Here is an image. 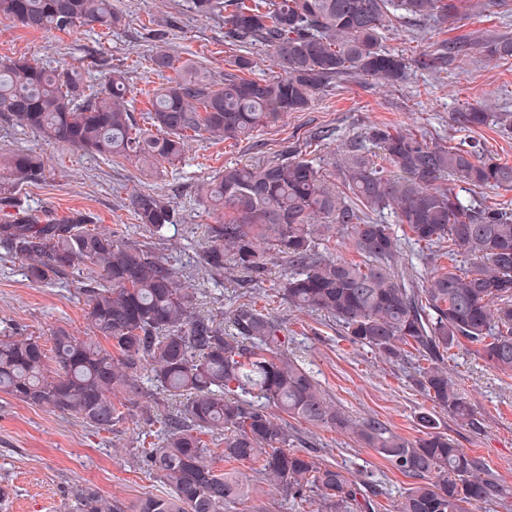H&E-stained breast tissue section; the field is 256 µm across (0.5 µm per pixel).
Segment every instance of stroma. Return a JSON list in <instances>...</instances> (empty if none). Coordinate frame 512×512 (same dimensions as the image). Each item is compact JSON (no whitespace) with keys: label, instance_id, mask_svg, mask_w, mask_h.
Listing matches in <instances>:
<instances>
[{"label":"stroma","instance_id":"1","mask_svg":"<svg viewBox=\"0 0 512 512\" xmlns=\"http://www.w3.org/2000/svg\"><path fill=\"white\" fill-rule=\"evenodd\" d=\"M112 5L123 20L109 33L96 26L73 35L38 33L0 20V59L24 56L49 69L75 68L93 86L100 84L106 68L121 70L139 91L133 115L141 127L152 108L154 89L166 82L149 68L148 56L155 47L149 30L165 31L167 51L200 61L216 81L232 71L240 50L225 41L223 18L197 15L187 0H112ZM504 37L512 38V0L492 8L484 0H464L447 19L396 21L382 47L408 61L402 82L387 86L369 77L334 80L308 110L288 113L246 139L192 141L172 164L134 156L106 160L45 144L31 130L1 120L0 157L21 150L40 153L45 171L17 193L21 208L57 219L86 211L101 230L122 229L130 241L168 259L192 288L196 312L223 324L246 301L272 308L287 330L289 352L304 360L326 396L351 417L378 418L393 433L413 438L421 434V415L435 414L441 431L467 453L480 456L508 491L504 499L481 504L478 512H512V374L491 368L474 346L454 348L445 361L448 374L471 400L478 420L474 427L462 425L435 409L416 384L414 358L383 359L352 344L334 319L288 307L276 292L283 258L271 261L255 286L239 273L213 275L199 264L203 227L218 218L202 199L201 186L227 165L275 161L294 148L302 157L319 161L326 184L339 190L343 176L333 164L335 153L360 142L371 162L383 165L381 154L366 142L370 128L379 125L464 147L476 142L512 163V130L493 122L468 129L453 120L455 113L477 103L488 104L493 112L512 113V58H493L487 52ZM446 42L458 43L460 51L451 59H438ZM326 126L333 130L330 139L311 140L315 129ZM138 193L158 195L173 205L175 222L162 237L138 227L129 205ZM449 264L443 249L408 244L396 267L422 288L433 268ZM82 280L77 270L63 284L33 283L25 263L0 249V332L44 341L58 330L88 335ZM118 399L124 421L114 429L97 430L0 392V484L12 489L0 512H75L76 493L85 488L128 506L148 494H167V486L149 475L142 462L141 432L147 418L173 412L174 401L147 381L139 393H122ZM289 426L294 449L309 453L318 464L341 468L362 490L375 493L378 512H393L409 481L373 449L328 427L294 420ZM238 470L256 492L224 512H316L317 499L295 501L287 491L271 488L258 464L245 463Z\"/></svg>","mask_w":512,"mask_h":512}]
</instances>
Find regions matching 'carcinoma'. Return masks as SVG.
Masks as SVG:
<instances>
[{
	"label": "carcinoma",
	"mask_w": 512,
	"mask_h": 512,
	"mask_svg": "<svg viewBox=\"0 0 512 512\" xmlns=\"http://www.w3.org/2000/svg\"><path fill=\"white\" fill-rule=\"evenodd\" d=\"M190 0L205 16L224 14V37L267 48L279 72L245 76L252 60L237 56L224 82L192 59L181 64L165 49L150 55L166 86L148 113L151 129L138 127L129 99L135 87L112 69L87 92L75 69L47 70L26 57L0 63V116L51 144L102 157L135 155L172 164L189 141L205 135L247 138L288 112H303L327 81L342 74L386 85L404 78V58L381 49L382 30L399 15L427 17L452 10L441 0ZM0 18L40 32L74 33L85 25L110 30L123 17L112 0H0ZM489 113L458 115L467 127L486 124ZM374 142L390 170L361 153L338 167L348 193L324 182L313 162L297 153L262 164L224 167L201 191L222 216L204 225L201 266L224 263L246 278L262 275L275 255L287 258L278 294L297 309L338 321L350 341L398 359L416 351L418 384L434 407L475 425L470 400L448 376L445 356L464 342L495 369L512 372V212L463 199L441 181L450 176L475 188L512 189V165L480 151L429 142L411 133L376 127ZM42 158L14 152L0 160V209L11 191L39 176ZM139 227L161 235L174 208L150 193L130 202ZM389 208L418 244H448L474 260L466 272L434 269L424 288L395 271L401 237L375 224L366 210ZM336 225L361 261L318 251L320 230ZM0 246L27 262L35 283L76 268L93 273L83 295L93 335L54 333L51 347L33 336H0V392L99 430L123 420L116 395L138 390L146 377L170 397L184 398L178 413L158 421L156 441L144 449L147 471L170 494L139 498L131 512H224L250 498L253 487L236 469L219 471L203 437L224 435L227 463L257 462L274 488L294 498L313 491L317 512H368L355 481L309 454L290 448L288 419L350 434L390 468L411 479L394 512H475L500 499L505 486L484 460L438 430L433 415L420 416L422 435L408 439L375 418L354 420L332 404L310 372L288 357L283 323L251 303L239 305L221 326L193 310L194 294L167 260L105 232L76 212L50 221L17 210L0 222ZM103 337L110 347L96 340ZM275 407L282 416L267 412ZM76 512H126L97 491L77 495Z\"/></svg>",
	"instance_id": "1"
}]
</instances>
